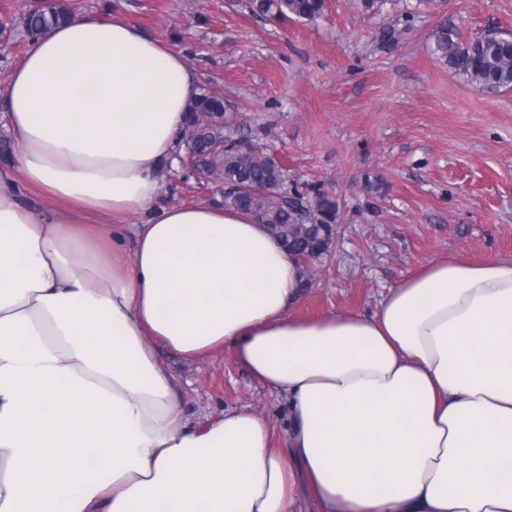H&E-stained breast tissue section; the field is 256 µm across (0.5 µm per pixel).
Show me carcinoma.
Instances as JSON below:
<instances>
[{
  "label": "carcinoma",
  "instance_id": "carcinoma-1",
  "mask_svg": "<svg viewBox=\"0 0 512 512\" xmlns=\"http://www.w3.org/2000/svg\"><path fill=\"white\" fill-rule=\"evenodd\" d=\"M326 0H250L252 12L274 20L313 21L324 15ZM74 16L67 5L49 0L23 17L30 36ZM432 57L465 81L488 92L512 88V36L486 31L463 37L448 23L432 32ZM224 98L201 94L190 106L185 153L196 158L204 175L224 183V207L244 210L278 237L291 254L313 262L331 256L340 201L315 187L288 186L285 167L253 140L224 121Z\"/></svg>",
  "mask_w": 512,
  "mask_h": 512
}]
</instances>
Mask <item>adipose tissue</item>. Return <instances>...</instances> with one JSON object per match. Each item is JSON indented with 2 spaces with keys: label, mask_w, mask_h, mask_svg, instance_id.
<instances>
[{
  "label": "adipose tissue",
  "mask_w": 512,
  "mask_h": 512,
  "mask_svg": "<svg viewBox=\"0 0 512 512\" xmlns=\"http://www.w3.org/2000/svg\"><path fill=\"white\" fill-rule=\"evenodd\" d=\"M199 93L94 13L31 39L0 93V512H295L300 483L319 512H512V258L292 316L305 271L263 224L160 202ZM228 347L285 401L287 449L250 409L185 415L159 351Z\"/></svg>",
  "instance_id": "adipose-tissue-1"
}]
</instances>
